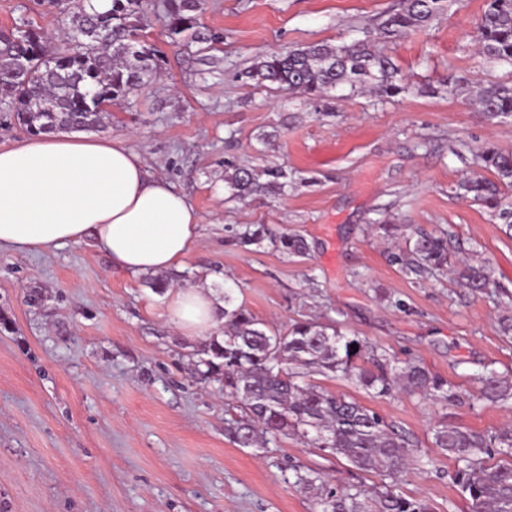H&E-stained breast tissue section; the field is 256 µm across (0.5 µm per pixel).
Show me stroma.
Masks as SVG:
<instances>
[{"label": "stroma", "mask_w": 512, "mask_h": 512, "mask_svg": "<svg viewBox=\"0 0 512 512\" xmlns=\"http://www.w3.org/2000/svg\"><path fill=\"white\" fill-rule=\"evenodd\" d=\"M402 2L206 0L200 21L211 41L177 46L152 13L143 34L162 51V68L113 105L103 135L140 153L203 218L200 248L167 272L170 284L213 275L214 289L232 284L239 303L277 329L304 318L333 325L472 392L474 373L512 371V338L497 332L512 303V237L490 210L455 194L477 147L512 152V123L486 121L445 83L451 72L512 75L477 50L485 0H449L427 28L376 41L416 86L387 102L365 90L314 101L247 76L266 53L352 42ZM21 17L51 38L67 22L47 0H0V28ZM229 164L285 168L288 185L233 196ZM251 224L304 236L309 255L241 246L230 232ZM379 224L449 233L452 256L491 263L498 298L470 294L450 273H402L390 256L406 241L383 240ZM34 289L38 307L26 302ZM167 302L87 242L0 251V512H315L292 485L293 467L320 469L336 485L373 483L292 438L263 449L230 442L224 393L199 376L200 341L168 323ZM319 383L410 436L413 461L398 488L435 512H463L465 502L433 426L512 424V408L444 409L404 393L378 399L352 380Z\"/></svg>", "instance_id": "stroma-1"}]
</instances>
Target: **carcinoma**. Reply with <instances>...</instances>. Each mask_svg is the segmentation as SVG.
I'll list each match as a JSON object with an SVG mask.
<instances>
[{
	"label": "carcinoma",
	"mask_w": 512,
	"mask_h": 512,
	"mask_svg": "<svg viewBox=\"0 0 512 512\" xmlns=\"http://www.w3.org/2000/svg\"><path fill=\"white\" fill-rule=\"evenodd\" d=\"M68 26L55 51L33 26L21 21L0 30V101L10 106L18 125L39 136L75 127H105L112 103L139 93L163 62V55L142 39V23L162 8L170 43L186 38L205 42L197 14L204 0H111L97 11L91 0H65ZM447 0H404L403 7L378 25L383 38H400L427 27L447 9ZM480 53L512 67V0H486L478 21ZM258 82L276 83L320 100L348 88L366 89L380 98L410 90L392 59L366 35L350 44H312L275 51L259 58L247 72ZM473 103L490 121L512 120V80L475 83ZM476 171L462 178L456 194L481 204L512 231V153L486 142L473 154ZM260 181L250 168L230 167L225 181L238 196L283 190L288 173L276 167ZM244 245L269 241L292 256L307 254L306 240L276 234L257 224L238 234ZM392 262L409 275L437 277L453 269L473 294L496 287L485 260L450 265L448 238L416 231L408 248ZM357 345L358 350L351 349ZM197 372L218 382L239 414L225 433L240 448H256L292 437L324 456L373 473L380 483L336 486L317 469L293 468V486L311 495L317 512H433L423 498L396 490L412 457V443L402 431L354 398L337 395L311 377L353 378L376 398L401 390L443 407L463 399L470 405L512 406V375L488 369L477 377L475 393L462 395L455 385L417 361L391 363L368 342L315 320H299L285 331L272 330L236 304L234 288L224 286V330L196 351ZM435 447L454 462L451 482L467 503V512H512V428L478 431L442 422L433 428Z\"/></svg>",
	"instance_id": "1"
}]
</instances>
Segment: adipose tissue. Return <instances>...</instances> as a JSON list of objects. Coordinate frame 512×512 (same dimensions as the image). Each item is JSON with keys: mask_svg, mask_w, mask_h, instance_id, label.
<instances>
[{"mask_svg": "<svg viewBox=\"0 0 512 512\" xmlns=\"http://www.w3.org/2000/svg\"><path fill=\"white\" fill-rule=\"evenodd\" d=\"M202 218L123 143L63 133L0 149V250L91 241L113 270L135 276L182 267ZM167 320L185 336L213 335L224 300L210 285L175 286Z\"/></svg>", "mask_w": 512, "mask_h": 512, "instance_id": "adipose-tissue-1", "label": "adipose tissue"}]
</instances>
